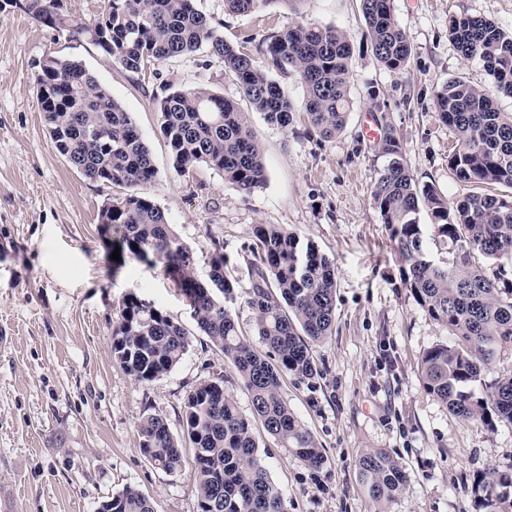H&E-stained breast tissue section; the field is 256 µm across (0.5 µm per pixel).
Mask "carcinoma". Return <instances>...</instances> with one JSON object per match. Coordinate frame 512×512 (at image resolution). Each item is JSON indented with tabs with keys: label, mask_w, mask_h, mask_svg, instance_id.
<instances>
[{
	"label": "carcinoma",
	"mask_w": 512,
	"mask_h": 512,
	"mask_svg": "<svg viewBox=\"0 0 512 512\" xmlns=\"http://www.w3.org/2000/svg\"><path fill=\"white\" fill-rule=\"evenodd\" d=\"M263 2L224 0L225 8L238 14ZM392 2L360 0L374 58L388 70L403 71L412 49ZM23 11L42 26L90 40L132 73L205 50L272 126L288 127L299 108L322 139L335 138L346 125L351 52L346 36L332 26L298 25L271 33L260 44L258 60L224 41L192 0H112V8L88 21L70 16L63 0H25ZM448 35L464 58L483 63L498 91L512 96V33L486 19L461 15L450 19ZM46 59L36 73V91L57 151L88 179L127 190L100 213V223L112 225V246L120 247L122 255L164 264L193 307L199 331L224 352L244 382L253 418L277 447L309 469L321 470V448L288 406L281 379L285 374L309 379L317 373L312 345L331 335L335 321L334 263L312 248L304 267L295 271L290 264L298 245L295 237L279 225L255 226L260 265L247 303L268 348L267 355L260 354L241 338L231 309L215 302L195 280L189 251L147 194L156 169L131 114L79 62L51 54ZM273 71L283 81L273 79ZM291 76L305 88L299 106L284 83ZM156 102L177 176L188 178L206 166L244 193L265 182L264 156L249 113L235 102L207 88L168 85L161 87ZM436 106L457 141L448 154V169L470 191L450 202L434 184L417 182L399 138L388 128L378 144L387 163L377 174L372 197L405 259L407 288L451 337L423 356L419 373L424 390L464 419L512 424V374L490 383L483 378L500 353L512 348V277H506L502 266L490 274L469 260L473 244L483 256L512 255V194L494 192L497 186L512 190V113L499 111L484 89L461 78L437 91ZM423 212L433 219L434 237L457 247L460 260L439 265L417 255ZM223 268L220 259L211 280L221 284L227 300L234 288ZM190 345L187 330L165 312L134 294L123 298L112 331V356L135 380L151 382L166 375ZM138 433L143 455L167 473L182 469V443L192 445L197 512H287L283 493L265 467L252 418L224 392L223 379L202 382L187 395L182 438L172 434L160 414L142 417ZM356 468L368 496L380 506L404 488L402 467L384 450L364 452ZM487 492L500 499L509 496L512 471H491ZM110 501L105 512H154L131 486Z\"/></svg>",
	"instance_id": "cac0c4a2"
}]
</instances>
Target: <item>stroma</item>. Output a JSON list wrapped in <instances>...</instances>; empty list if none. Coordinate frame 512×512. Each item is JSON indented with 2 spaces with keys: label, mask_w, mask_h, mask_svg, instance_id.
Here are the masks:
<instances>
[{
  "label": "stroma",
  "mask_w": 512,
  "mask_h": 512,
  "mask_svg": "<svg viewBox=\"0 0 512 512\" xmlns=\"http://www.w3.org/2000/svg\"><path fill=\"white\" fill-rule=\"evenodd\" d=\"M194 5L221 23L225 41L250 54L256 41L299 24L345 33L352 51L346 126L325 141L309 131L304 113L283 129L254 112L262 185L244 193L205 167L178 177L154 96L167 82L239 100L223 64L200 51L131 73L22 10H0V336L7 339L0 346V512H96L128 486L156 512H197L191 468H155L140 448V419L160 414L180 434L187 394L219 375L241 413L251 412L236 370L198 333L189 300L162 263L128 255L114 266L113 230L99 213L123 189L89 180L56 150L34 83L36 64L49 53L81 62L131 113L157 170L148 194L187 246L196 276L206 277L223 254L235 292L230 307L246 341L261 344L247 303L258 262L255 225L283 226L334 261L335 323L312 347L319 373L310 380L288 374L282 383L325 467L313 472L276 447L265 457L287 512H377L355 468L371 448L389 452L407 476L387 512H500L483 481L489 471L512 469V425L458 417L422 386L421 360L447 343L448 332L403 280L404 261L372 198L386 159L364 128L391 125L417 181L451 200L465 194L448 168L456 138L435 94L455 77L486 90L493 82L480 61L461 55L448 24L468 15L512 32V0H393L412 48L400 72L374 59L359 0H266L246 14L227 12L224 0ZM130 293L192 335L181 362L152 382L136 381L112 357V329Z\"/></svg>",
  "instance_id": "35a3bbf8"
}]
</instances>
